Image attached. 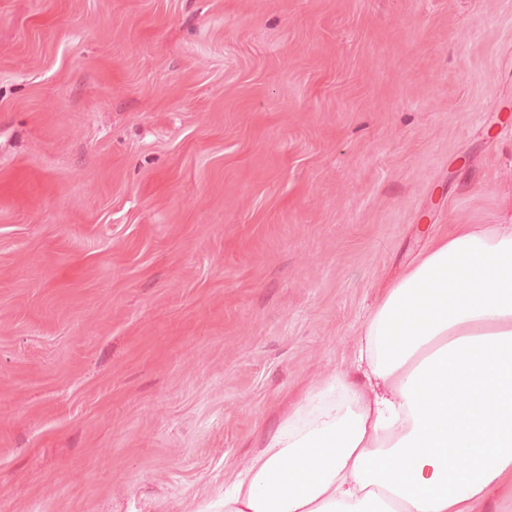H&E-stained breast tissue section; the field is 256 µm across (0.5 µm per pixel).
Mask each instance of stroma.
<instances>
[{"label": "stroma", "instance_id": "35a3bbf8", "mask_svg": "<svg viewBox=\"0 0 512 512\" xmlns=\"http://www.w3.org/2000/svg\"><path fill=\"white\" fill-rule=\"evenodd\" d=\"M512 222V0H0V512H221L451 224Z\"/></svg>", "mask_w": 512, "mask_h": 512}]
</instances>
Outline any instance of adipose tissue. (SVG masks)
<instances>
[{
    "mask_svg": "<svg viewBox=\"0 0 512 512\" xmlns=\"http://www.w3.org/2000/svg\"><path fill=\"white\" fill-rule=\"evenodd\" d=\"M512 492V223L452 224L385 291L224 512H476Z\"/></svg>",
    "mask_w": 512,
    "mask_h": 512,
    "instance_id": "ef3b65f1",
    "label": "adipose tissue"
}]
</instances>
